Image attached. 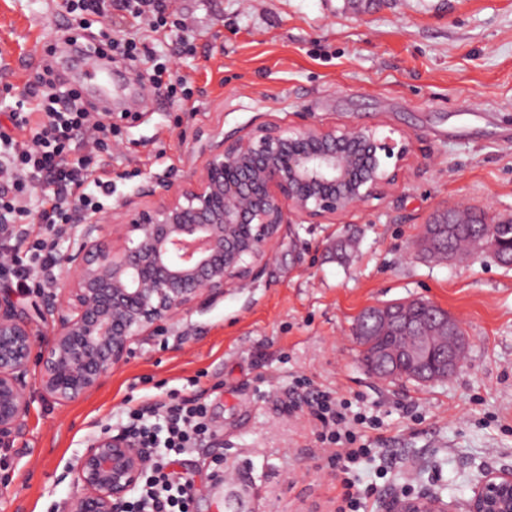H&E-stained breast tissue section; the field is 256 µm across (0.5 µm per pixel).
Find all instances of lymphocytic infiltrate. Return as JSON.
<instances>
[{"label":"lymphocytic infiltrate","instance_id":"1","mask_svg":"<svg viewBox=\"0 0 512 512\" xmlns=\"http://www.w3.org/2000/svg\"><path fill=\"white\" fill-rule=\"evenodd\" d=\"M69 12L102 15L105 3L130 16L122 40L86 39L80 32L68 36V44L84 51L112 53L124 61L147 58L153 62L150 86L175 95L176 84L166 80L167 67L158 62L155 50L146 46L145 32L157 33L167 26L164 0H65ZM11 128L0 127V225L21 224L38 216L43 236L23 255L12 258L15 288L26 292L31 284L48 283L57 264L58 239L72 213L97 211L102 198L112 194V178L103 167L93 168L79 149L90 140L96 149L110 151L117 127L111 118L100 117L83 95L45 73L30 87L25 99L16 101L10 114ZM41 189L37 206H30L33 189ZM346 401L332 392L321 393L310 409L320 424L318 440L331 447L329 462L338 475L333 512H364L373 491L361 484L360 466L375 457L376 449L364 443L358 430L362 417H349ZM126 433L147 456V467L137 486V497L127 512H190L194 497L192 479L174 477L173 455L193 449L208 432L207 408L200 396L170 393L168 399L134 407L126 412Z\"/></svg>","mask_w":512,"mask_h":512}]
</instances>
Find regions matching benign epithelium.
I'll list each match as a JSON object with an SVG mask.
<instances>
[{"label": "benign epithelium", "instance_id": "benign-epithelium-1", "mask_svg": "<svg viewBox=\"0 0 512 512\" xmlns=\"http://www.w3.org/2000/svg\"><path fill=\"white\" fill-rule=\"evenodd\" d=\"M408 151L404 139L372 129L268 122L215 143L201 169L184 178L148 184L145 203L126 200L108 216L82 213L77 246L59 257L67 283L41 295L39 315L50 332H37L10 290L0 289V447L25 435L32 368L43 396L60 404L85 397L130 358L136 337L177 321L204 298L246 286L273 259L290 217L320 224L368 202L394 183ZM407 307L368 308L365 318H393L397 333L415 339L410 350L376 351L373 363L394 376L401 365L420 372L438 354L454 374L456 348L467 342L462 327L447 319L425 326ZM145 466L133 441L103 428L79 458L60 512H121ZM465 509L512 512V467L483 471ZM389 510L452 507L421 493Z\"/></svg>", "mask_w": 512, "mask_h": 512}]
</instances>
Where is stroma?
<instances>
[{
    "label": "stroma",
    "mask_w": 512,
    "mask_h": 512,
    "mask_svg": "<svg viewBox=\"0 0 512 512\" xmlns=\"http://www.w3.org/2000/svg\"><path fill=\"white\" fill-rule=\"evenodd\" d=\"M155 42L188 95H152L144 64H115L113 113H127L106 162V211L149 182L200 168L227 136L275 121L370 127L406 137L395 183L323 224H287L247 286L138 337L128 361L78 402L35 398L25 436L0 449V512H56L88 439L120 429L127 406L201 394L212 432L173 468L193 478L192 512H332L336 477L302 402L330 390L379 417L385 451L361 469L373 512L402 490L470 500L483 469L512 466V266L418 248L435 214L512 220V0H166ZM64 0H0V104L45 67L99 94L57 51ZM55 54H48V47ZM424 300L468 338L446 380L368 371L354 328L367 307ZM240 476L210 494L215 467Z\"/></svg>",
    "instance_id": "stroma-1"
}]
</instances>
